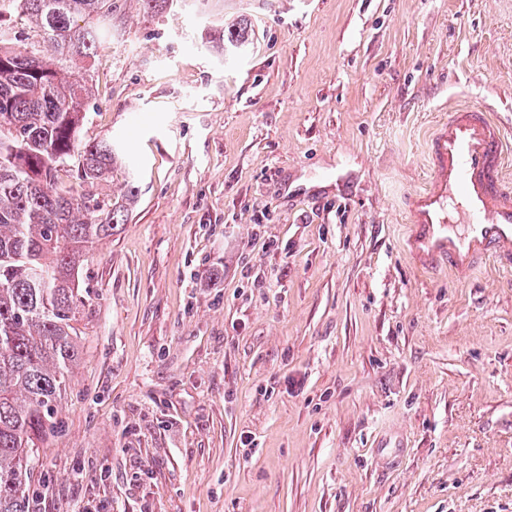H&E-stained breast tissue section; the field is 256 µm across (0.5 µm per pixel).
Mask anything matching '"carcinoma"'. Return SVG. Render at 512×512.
Listing matches in <instances>:
<instances>
[{
    "mask_svg": "<svg viewBox=\"0 0 512 512\" xmlns=\"http://www.w3.org/2000/svg\"><path fill=\"white\" fill-rule=\"evenodd\" d=\"M112 0H0L42 36L18 45L0 20V512H33L34 449L55 425L79 358L73 326L88 254L125 223L138 187L83 192L120 160L109 139L82 142L93 96L79 63L96 57ZM72 181H59V172Z\"/></svg>",
    "mask_w": 512,
    "mask_h": 512,
    "instance_id": "1",
    "label": "carcinoma"
}]
</instances>
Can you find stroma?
<instances>
[{
	"label": "stroma",
	"instance_id": "stroma-1",
	"mask_svg": "<svg viewBox=\"0 0 512 512\" xmlns=\"http://www.w3.org/2000/svg\"><path fill=\"white\" fill-rule=\"evenodd\" d=\"M106 26L82 136L125 155L99 193L139 197L84 268L35 512H512V271L403 248L449 110L512 146V0H116Z\"/></svg>",
	"mask_w": 512,
	"mask_h": 512
}]
</instances>
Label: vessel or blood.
<instances>
[{"label":"vessel or blood","mask_w":512,"mask_h":512,"mask_svg":"<svg viewBox=\"0 0 512 512\" xmlns=\"http://www.w3.org/2000/svg\"><path fill=\"white\" fill-rule=\"evenodd\" d=\"M499 127L481 109L451 111L429 144L430 189L414 194L409 252L424 268L470 273L492 257L512 267V178Z\"/></svg>","instance_id":"1"}]
</instances>
